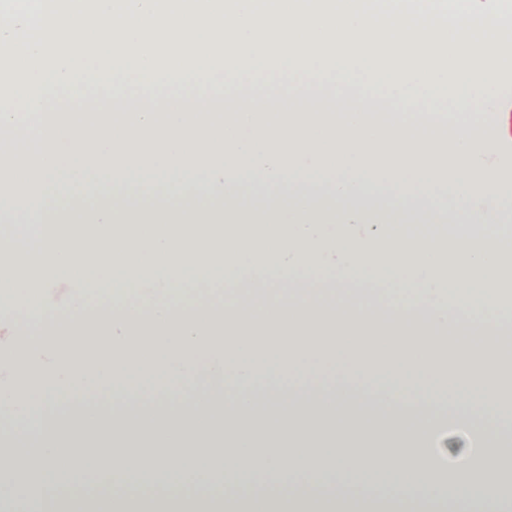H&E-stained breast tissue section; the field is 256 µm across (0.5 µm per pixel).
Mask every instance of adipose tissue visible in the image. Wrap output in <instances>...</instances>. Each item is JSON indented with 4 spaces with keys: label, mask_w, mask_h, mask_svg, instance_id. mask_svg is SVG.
<instances>
[{
    "label": "adipose tissue",
    "mask_w": 512,
    "mask_h": 512,
    "mask_svg": "<svg viewBox=\"0 0 512 512\" xmlns=\"http://www.w3.org/2000/svg\"><path fill=\"white\" fill-rule=\"evenodd\" d=\"M500 78L465 60L417 56L414 76L387 82L394 100L461 102L460 111L395 110L349 130L247 129L197 151L82 161H0V187L46 182L70 169L100 194L14 200L0 231V414L27 421L64 394L142 392L150 410L61 411L43 419L33 453L0 439V485L23 475L43 498L25 512H512V500L478 494L502 483L512 453L493 433L495 405L512 346L494 339L499 298L512 286V215L498 224L466 219L463 200H420L428 185L479 196L490 171L476 133L495 111ZM462 219L458 237L429 230ZM425 222L388 244H369L364 224ZM331 281L384 285V313L307 294ZM65 281L68 303L51 304ZM483 323L463 336L462 316ZM464 338L470 357L440 365L445 338ZM341 363L402 404L418 382L439 408L484 431V461L460 469L465 495H441L434 430L412 433L406 418L381 423L365 408L336 412L299 402L257 417L239 399L265 376L316 389L310 366ZM233 394L231 408L171 411V399L200 375ZM149 471L177 473L182 489L115 494L116 482Z\"/></svg>",
    "instance_id": "obj_1"
}]
</instances>
